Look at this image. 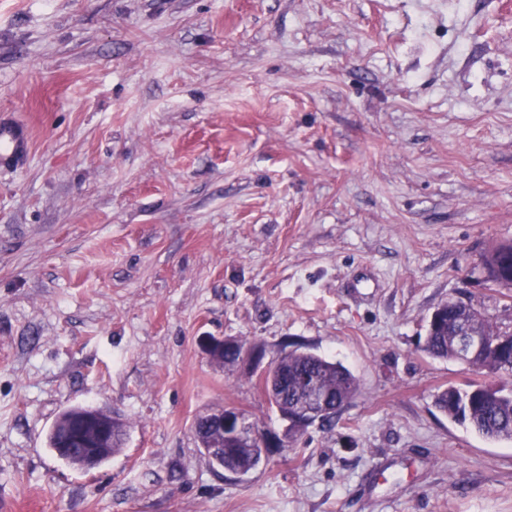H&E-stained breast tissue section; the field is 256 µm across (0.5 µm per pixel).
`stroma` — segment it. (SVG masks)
<instances>
[{
    "instance_id": "obj_1",
    "label": "stroma",
    "mask_w": 512,
    "mask_h": 512,
    "mask_svg": "<svg viewBox=\"0 0 512 512\" xmlns=\"http://www.w3.org/2000/svg\"><path fill=\"white\" fill-rule=\"evenodd\" d=\"M0 512H512V441L434 406L448 299L512 323V0H0ZM204 336L341 362L358 396L237 477L216 408L283 437ZM118 412L96 469L47 435ZM30 131L26 125L8 119L0 120V163L17 164L27 154ZM481 268L485 280L497 288L512 289V241L493 245L484 255Z\"/></svg>"
}]
</instances>
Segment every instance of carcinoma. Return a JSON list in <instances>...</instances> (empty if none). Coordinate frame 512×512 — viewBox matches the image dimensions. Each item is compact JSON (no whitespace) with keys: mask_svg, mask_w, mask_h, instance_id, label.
I'll return each instance as SVG.
<instances>
[{"mask_svg":"<svg viewBox=\"0 0 512 512\" xmlns=\"http://www.w3.org/2000/svg\"><path fill=\"white\" fill-rule=\"evenodd\" d=\"M481 268L485 280L497 288L512 289V241L493 245L484 255ZM437 323L426 329L422 350L437 359L455 360L456 340L462 332L482 336L485 347L470 362L482 373L512 379V325L498 323L473 304L459 306L450 299L437 307ZM271 377L273 396L270 404L284 416H299L314 395L323 399L327 412L322 422L336 421L341 410L359 393L354 374L340 363L310 351L295 349L275 356ZM436 409L449 419L467 425L478 435L491 440H512V389L505 393L486 385L472 383L467 388L450 385L437 393ZM74 433L48 435V445L57 449L68 463L76 461L69 452ZM251 452L224 442V458L217 466L237 473L247 466Z\"/></svg>","mask_w":512,"mask_h":512,"instance_id":"obj_1","label":"carcinoma"}]
</instances>
